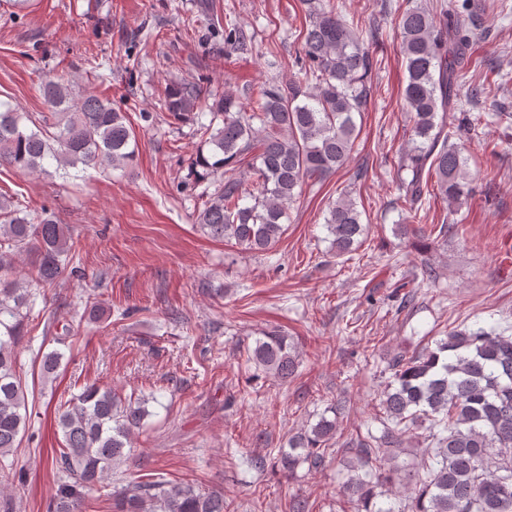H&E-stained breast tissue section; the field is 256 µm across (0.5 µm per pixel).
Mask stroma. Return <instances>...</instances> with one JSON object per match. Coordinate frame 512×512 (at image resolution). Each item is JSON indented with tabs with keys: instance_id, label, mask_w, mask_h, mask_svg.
Returning a JSON list of instances; mask_svg holds the SVG:
<instances>
[{
	"instance_id": "1",
	"label": "stroma",
	"mask_w": 512,
	"mask_h": 512,
	"mask_svg": "<svg viewBox=\"0 0 512 512\" xmlns=\"http://www.w3.org/2000/svg\"><path fill=\"white\" fill-rule=\"evenodd\" d=\"M209 2L205 14L200 0H27L22 9L0 0V101L39 116L42 78L64 74L80 93L126 112L138 140L131 166L89 167L74 179L0 167V194L70 225L81 258L80 274L37 289V310L65 321L67 301L79 297L112 311L78 335L41 324L19 343L32 418L17 452L0 459V471L15 475L0 487V512H47L58 480L53 411L92 382L149 399L146 425L113 486L161 476L222 491L226 512H288L295 498L311 512H341L350 454L334 449L321 468L289 478L272 466L289 437L331 406L342 408L343 428L380 431L375 418L395 353L457 326L512 327V81L500 80L512 78V0H486L471 26L460 95L477 124L460 132L458 110L444 116L472 195L453 208L427 195L418 204L423 223L447 222L456 234L424 245L417 234H397L409 205L393 182L411 138L395 22L402 8L436 15L447 0H339L348 23L379 30L375 91L347 163L304 185L286 233L261 253L196 225L214 183L187 180L199 137L192 125L172 123L158 96L170 82L197 79L247 103L269 83L300 77L306 15L300 0ZM229 17L252 36L244 48L224 42ZM344 195L369 226L349 258L336 254L325 227ZM426 264L439 274L435 283L422 276ZM402 279L415 293L403 310L394 296ZM271 330L288 334L299 352L298 374L285 385L248 359ZM56 348L64 358L47 387L37 365Z\"/></svg>"
}]
</instances>
